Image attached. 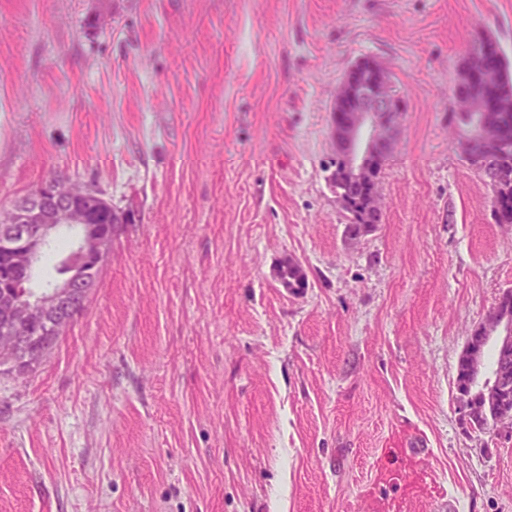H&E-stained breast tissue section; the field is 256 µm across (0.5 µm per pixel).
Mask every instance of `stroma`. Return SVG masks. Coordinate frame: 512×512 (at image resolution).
<instances>
[{
	"label": "stroma",
	"instance_id": "stroma-1",
	"mask_svg": "<svg viewBox=\"0 0 512 512\" xmlns=\"http://www.w3.org/2000/svg\"><path fill=\"white\" fill-rule=\"evenodd\" d=\"M487 35L512 57V0H0V212L62 175L135 213L43 361L0 374V512H369L401 492L386 448L512 512V430L456 391L512 289L449 126ZM365 57L406 111L352 236L326 166ZM350 219L346 224V231L352 236H358L371 230L375 224H380L382 219L381 213L360 214L358 210L347 211Z\"/></svg>",
	"mask_w": 512,
	"mask_h": 512
}]
</instances>
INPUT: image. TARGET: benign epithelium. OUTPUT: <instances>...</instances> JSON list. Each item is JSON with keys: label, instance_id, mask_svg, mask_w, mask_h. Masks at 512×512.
I'll return each mask as SVG.
<instances>
[{"label": "benign epithelium", "instance_id": "7a95c632", "mask_svg": "<svg viewBox=\"0 0 512 512\" xmlns=\"http://www.w3.org/2000/svg\"><path fill=\"white\" fill-rule=\"evenodd\" d=\"M373 73L358 78L354 87L341 81L336 89L333 111L352 100L348 118L337 122L341 129L340 147L348 153L366 156L392 154V135L400 125L402 109L389 72L372 62ZM465 108L476 118L472 132L459 142L464 155L477 144L497 147L505 152L512 141L505 131L490 125L486 102L461 96ZM372 179L368 167L351 165L339 180L353 188L366 186ZM129 221V212H116L112 204L92 185L74 187L63 179L50 178L10 208V220L0 225V338L8 346L0 359L16 374L27 373L49 352L48 342L32 341V330L51 324L62 332L75 313L84 308L97 288L89 269H100L112 248V225ZM72 234L75 260L65 274L57 277L35 298L20 296L31 281L48 246L61 230ZM482 335L468 337L463 355L469 367L467 391L459 393L461 405L471 420L492 412L497 422L512 426V413L506 403L512 396V312L494 309L482 324ZM494 344L496 362L487 370L485 349Z\"/></svg>", "mask_w": 512, "mask_h": 512}]
</instances>
